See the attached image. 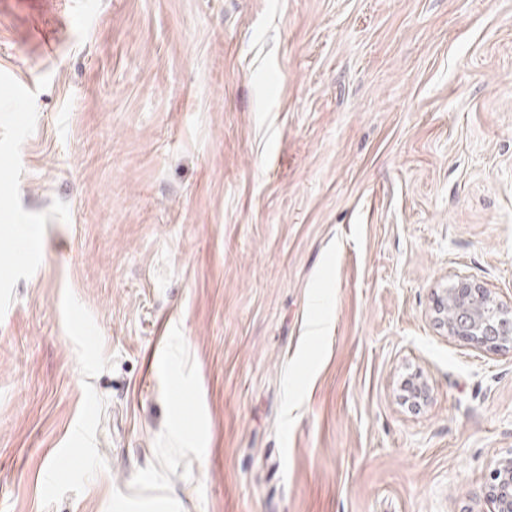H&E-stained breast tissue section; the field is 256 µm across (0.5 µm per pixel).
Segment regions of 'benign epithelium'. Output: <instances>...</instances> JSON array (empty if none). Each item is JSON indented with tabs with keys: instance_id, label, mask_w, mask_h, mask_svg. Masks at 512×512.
<instances>
[{
	"instance_id": "benign-epithelium-1",
	"label": "benign epithelium",
	"mask_w": 512,
	"mask_h": 512,
	"mask_svg": "<svg viewBox=\"0 0 512 512\" xmlns=\"http://www.w3.org/2000/svg\"><path fill=\"white\" fill-rule=\"evenodd\" d=\"M433 321L448 337L490 351L512 350V308L482 285L464 278L434 291ZM401 404L419 411L430 401L422 371L409 374L399 387ZM489 512H512V450L494 464L487 480Z\"/></svg>"
}]
</instances>
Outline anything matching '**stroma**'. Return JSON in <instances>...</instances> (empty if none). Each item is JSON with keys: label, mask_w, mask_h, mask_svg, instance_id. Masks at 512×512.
<instances>
[{"label": "stroma", "mask_w": 512, "mask_h": 512, "mask_svg": "<svg viewBox=\"0 0 512 512\" xmlns=\"http://www.w3.org/2000/svg\"><path fill=\"white\" fill-rule=\"evenodd\" d=\"M4 220L0 512H485L512 352L432 302L512 303V0H14ZM433 321L448 337L490 351L512 350V308L482 285L459 278L435 289ZM401 404L411 411H419L430 401V389L422 371L415 370L401 382L399 387Z\"/></svg>", "instance_id": "1"}]
</instances>
